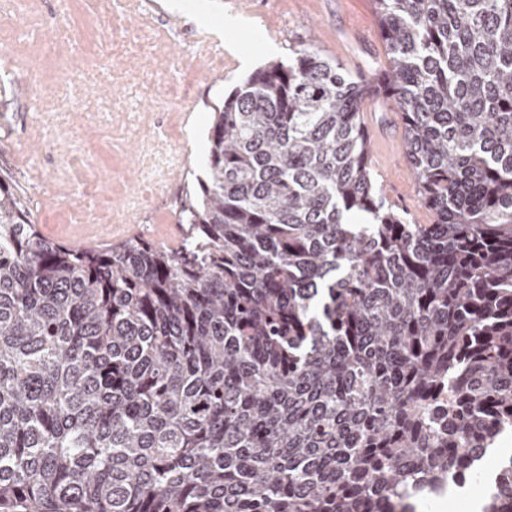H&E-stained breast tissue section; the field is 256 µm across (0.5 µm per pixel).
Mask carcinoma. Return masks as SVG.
Masks as SVG:
<instances>
[{
    "mask_svg": "<svg viewBox=\"0 0 512 512\" xmlns=\"http://www.w3.org/2000/svg\"><path fill=\"white\" fill-rule=\"evenodd\" d=\"M371 2V79L301 42L215 106L176 248L47 238L0 168V512H415L512 430V0ZM362 119L370 137L369 168L388 203L397 211L412 214L419 224H430L432 215L421 203L405 154L399 112L370 97L363 104Z\"/></svg>",
    "mask_w": 512,
    "mask_h": 512,
    "instance_id": "obj_1",
    "label": "carcinoma"
}]
</instances>
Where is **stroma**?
<instances>
[{"instance_id":"stroma-1","label":"stroma","mask_w":512,"mask_h":512,"mask_svg":"<svg viewBox=\"0 0 512 512\" xmlns=\"http://www.w3.org/2000/svg\"><path fill=\"white\" fill-rule=\"evenodd\" d=\"M179 10L169 11L166 0H155L152 19L155 29L172 37L173 51L164 57L143 56L135 60L137 70L147 74L136 117L152 126L164 125L170 113L158 111L155 100L165 94L166 79L175 57L185 51L189 40L205 25L220 26L228 14L242 17L246 26L232 37H221L223 71L209 66V51L200 47L184 78L192 97L187 105L184 129L188 141L184 161L165 155L145 160L143 141L127 128L128 118L107 111L105 102L127 94L126 69L115 74L100 73L94 63L95 49L110 23L100 18L87 25L83 0H76L69 26L57 28L54 0H40L38 23L43 38L66 47L71 36H79L85 52L70 58L71 66L84 71L98 93L89 97L85 111L57 110L52 98L38 100L35 88L12 99L8 112L0 114V142L20 185L31 199L33 218L40 232L73 245L117 243L139 233L157 245L177 246L180 235L173 207L129 208L130 197L142 192L152 179L163 180L169 192L180 190V178L198 170L207 146L211 112L224 92L232 91L247 76L270 61L287 60L288 45L314 40L328 56L362 76L384 61L371 0H178ZM362 119L370 137L369 167L377 186L395 210L430 223L432 215L421 203L416 179L405 154L403 125L399 113L375 97L367 98ZM92 156L94 168L85 172L82 158ZM93 181L106 206L125 209L122 224H90L84 205L75 193Z\"/></svg>"}]
</instances>
